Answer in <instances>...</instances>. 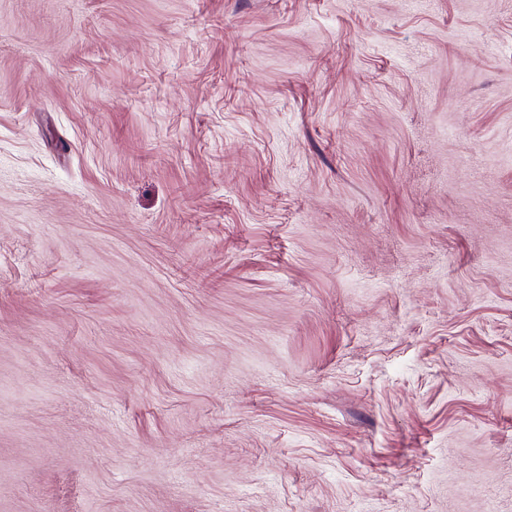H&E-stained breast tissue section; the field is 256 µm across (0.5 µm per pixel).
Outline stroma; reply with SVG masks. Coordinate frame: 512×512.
Wrapping results in <instances>:
<instances>
[{
    "instance_id": "obj_1",
    "label": "stroma",
    "mask_w": 512,
    "mask_h": 512,
    "mask_svg": "<svg viewBox=\"0 0 512 512\" xmlns=\"http://www.w3.org/2000/svg\"><path fill=\"white\" fill-rule=\"evenodd\" d=\"M0 512H512V0H0Z\"/></svg>"
}]
</instances>
